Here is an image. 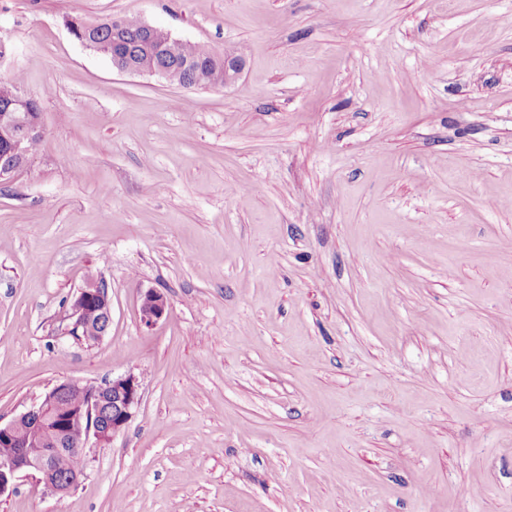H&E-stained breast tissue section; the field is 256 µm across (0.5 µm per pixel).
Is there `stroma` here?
<instances>
[{"instance_id":"obj_1","label":"stroma","mask_w":512,"mask_h":512,"mask_svg":"<svg viewBox=\"0 0 512 512\" xmlns=\"http://www.w3.org/2000/svg\"><path fill=\"white\" fill-rule=\"evenodd\" d=\"M74 12L242 75L120 72ZM0 42L44 128L0 181V422L141 385L75 490L0 512H512V0H0ZM104 287L106 288L105 297L98 292V288L105 289ZM107 288L105 282L100 279L97 282L93 281L88 283L84 288L80 289L79 293L72 301L71 313L67 317V320L70 322L67 325L66 332L70 336H73L74 333H78L79 329L84 326V311L87 310L90 305H95L98 307L99 312L96 310L88 311L86 324L95 328L99 322L100 314L106 318V323L101 330L95 332L96 336H81L78 341L95 344L104 338L112 320L111 299L109 298ZM169 312V304L166 296L153 288L146 290L141 295L140 320L146 327H151L159 320L166 317Z\"/></svg>"}]
</instances>
